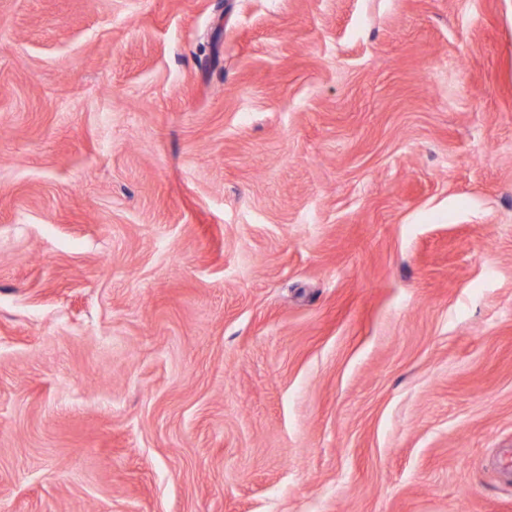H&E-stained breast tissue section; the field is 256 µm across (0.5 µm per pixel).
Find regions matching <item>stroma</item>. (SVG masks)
I'll use <instances>...</instances> for the list:
<instances>
[{
  "label": "stroma",
  "mask_w": 512,
  "mask_h": 512,
  "mask_svg": "<svg viewBox=\"0 0 512 512\" xmlns=\"http://www.w3.org/2000/svg\"><path fill=\"white\" fill-rule=\"evenodd\" d=\"M512 0H0V512H512Z\"/></svg>",
  "instance_id": "obj_1"
}]
</instances>
